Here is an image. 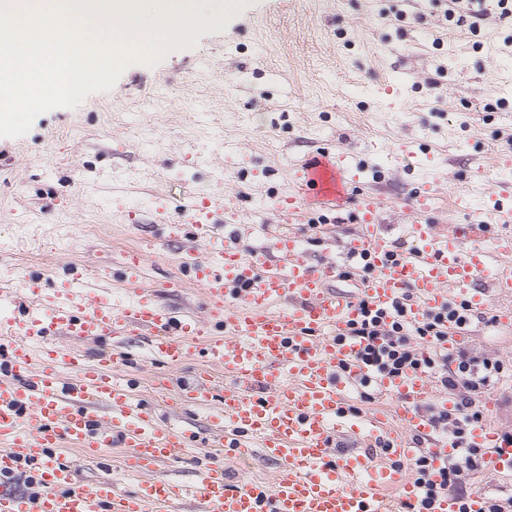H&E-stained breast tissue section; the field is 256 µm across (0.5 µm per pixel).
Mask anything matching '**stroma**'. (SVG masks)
I'll return each mask as SVG.
<instances>
[{
  "instance_id": "35a3bbf8",
  "label": "stroma",
  "mask_w": 512,
  "mask_h": 512,
  "mask_svg": "<svg viewBox=\"0 0 512 512\" xmlns=\"http://www.w3.org/2000/svg\"><path fill=\"white\" fill-rule=\"evenodd\" d=\"M443 0H250L223 30L157 64H128L112 88L38 115L0 137V280L40 273L54 297L72 264L119 279L124 254L147 251L143 284L157 301L206 316L199 287L178 277L186 239L170 226L193 199L220 194L238 214L224 237L241 253L266 246L252 225L292 234L314 259L343 260L359 231L354 204L317 228L284 221L289 156L338 147L364 168L400 238L404 206L431 184V224H462L481 189L512 175V24L488 14L479 32L446 23ZM471 347L512 367V329L472 324ZM139 393L160 424H214L211 412L165 406L162 378L197 361L151 360L150 339L125 340Z\"/></svg>"
}]
</instances>
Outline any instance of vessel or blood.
Instances as JSON below:
<instances>
[{"label":"vessel or blood","instance_id":"b4317fda","mask_svg":"<svg viewBox=\"0 0 512 512\" xmlns=\"http://www.w3.org/2000/svg\"><path fill=\"white\" fill-rule=\"evenodd\" d=\"M289 171L279 208L291 224L306 223L313 203L332 210L347 202L355 182L345 156L327 149L294 158ZM486 196L469 210L468 223L441 234L423 222L428 197L417 195L405 207L409 248L403 253L382 228L378 197L362 195L360 232L346 251L350 261L368 268L357 297L331 288L342 265L313 261L294 238L283 236L276 263L262 248L243 254L222 245L204 257L192 249L181 253L179 271L209 302L204 320L143 294L140 251L122 264V280L133 290L123 303L113 302L110 287L88 271L67 275L62 291L47 302L1 288L0 299L10 300L19 315L0 331V512H400L404 502L417 501L420 489L402 469L337 452L332 439L347 427L408 460L416 439L425 438L438 470L454 443L432 437L425 409L434 400L449 409L453 400L435 396L426 372L410 371L373 380L377 393L395 401L406 436L388 433L375 415L350 418L352 387L367 370L358 360L361 344L345 332L363 310L391 315L408 294L415 297L406 313L412 324L451 299L481 315L495 296L511 294L512 180H497ZM229 209L219 194L183 216L195 238L213 241L219 226L211 216ZM485 230L493 233L489 247L468 246L472 232ZM280 301L285 309L275 310ZM147 332L154 354L169 366L202 359L194 382L181 386L172 402L219 407L210 436L200 440L160 425L123 373L124 351L104 350L92 359L81 347L103 336ZM59 335L74 339L75 347H55ZM470 441L485 450L491 471L512 478V443L501 431L482 422ZM254 444L277 465L272 482L231 485L225 456L245 455ZM197 447L212 454L193 485L154 477L158 466ZM65 448L87 457L121 449L126 469L144 480L129 493L108 476L80 479L62 460ZM26 467L38 487L32 495L9 483ZM388 489L396 493L390 501ZM484 510L485 495L477 489L463 500L441 493L429 512Z\"/></svg>","mask_w":512,"mask_h":512}]
</instances>
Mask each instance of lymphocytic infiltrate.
I'll list each match as a JSON object with an SVG mask.
<instances>
[{"instance_id": "f902f5d3", "label": "lymphocytic infiltrate", "mask_w": 512, "mask_h": 512, "mask_svg": "<svg viewBox=\"0 0 512 512\" xmlns=\"http://www.w3.org/2000/svg\"><path fill=\"white\" fill-rule=\"evenodd\" d=\"M474 315L456 304L424 315L417 325L404 322L402 310H395L392 320L364 313L361 320L347 330L349 337L364 341L363 364L387 376H396L409 369H423L430 374L438 389L455 396L452 409L429 406L432 428L455 443L453 452L441 472H434L427 450H419L409 460L416 473L422 497L407 505L405 512H426L440 491L465 496L471 477L487 468L484 449L471 446V430L483 420V395L506 373L499 359L463 347L448 353L436 350L447 322L471 325Z\"/></svg>"}]
</instances>
